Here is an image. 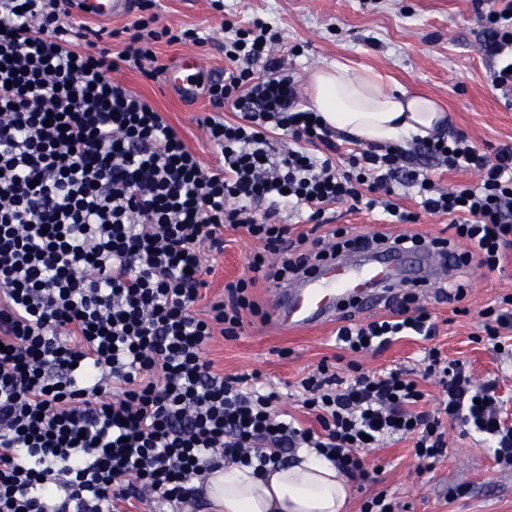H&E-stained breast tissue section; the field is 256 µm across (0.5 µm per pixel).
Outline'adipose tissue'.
I'll use <instances>...</instances> for the list:
<instances>
[{"label":"adipose tissue","instance_id":"ef3b65f1","mask_svg":"<svg viewBox=\"0 0 512 512\" xmlns=\"http://www.w3.org/2000/svg\"><path fill=\"white\" fill-rule=\"evenodd\" d=\"M310 98L327 125L365 145L432 136L445 114L429 98L386 89L380 74L336 63L313 72ZM350 482L314 450L255 471L230 461L205 487L203 512H345Z\"/></svg>","mask_w":512,"mask_h":512}]
</instances>
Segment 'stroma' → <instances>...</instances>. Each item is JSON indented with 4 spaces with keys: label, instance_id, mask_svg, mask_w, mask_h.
<instances>
[{
    "label": "stroma",
    "instance_id": "stroma-1",
    "mask_svg": "<svg viewBox=\"0 0 512 512\" xmlns=\"http://www.w3.org/2000/svg\"><path fill=\"white\" fill-rule=\"evenodd\" d=\"M159 5V25L195 28L206 38L202 44L158 43L161 65L189 52L198 57L204 78L216 77L225 67V20L266 17L274 25V55L288 64L300 87H307L315 68L336 61L359 72L370 69L390 85L436 99L447 114L444 134L463 133L490 157L512 149V93L502 94L491 85L496 60L484 48L486 35L473 0H224L220 9L211 0H159ZM113 78L162 112L204 165H216L202 127L204 117L213 112L208 101L183 105L161 78L126 67L114 71ZM399 204L419 218L413 224L387 225L389 235L450 236L447 217L421 211L408 196ZM224 238V252L216 256L209 278L211 297L246 275L247 258L255 248L239 231L226 230ZM456 276L469 285L461 304L436 302L431 288L419 295L438 326L432 341L407 337L355 360L368 371L417 370L431 345L447 358L466 361L476 380L497 379L498 392L512 411V358L473 339L481 311L500 295L512 293V249L494 272L471 267ZM339 354L332 330L290 332L257 318L245 323L236 339L216 337L210 351L224 373H260L279 391L282 408L295 414L300 411L299 381L323 361L345 369ZM364 456L377 470L376 481L352 489L347 512H361L363 501L380 492L398 503L399 512H512V469L496 464L480 436L463 433L457 424L448 426L445 457L427 473H418L408 439L366 449Z\"/></svg>",
    "mask_w": 512,
    "mask_h": 512
}]
</instances>
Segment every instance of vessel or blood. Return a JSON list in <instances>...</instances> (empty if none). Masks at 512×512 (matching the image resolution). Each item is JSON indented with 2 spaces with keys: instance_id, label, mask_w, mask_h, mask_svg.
Wrapping results in <instances>:
<instances>
[{
  "instance_id": "1",
  "label": "vessel or blood",
  "mask_w": 512,
  "mask_h": 512,
  "mask_svg": "<svg viewBox=\"0 0 512 512\" xmlns=\"http://www.w3.org/2000/svg\"><path fill=\"white\" fill-rule=\"evenodd\" d=\"M133 6L134 0H73L72 11L85 20L109 21L127 16ZM163 83L183 104L194 105L204 97L200 69L193 58L184 57L170 65ZM446 276V266H433L431 256L418 251L394 248L376 252L363 265L334 258L299 281L273 289L272 317L293 332L321 329L342 316L344 302L370 305L377 302L381 289Z\"/></svg>"
}]
</instances>
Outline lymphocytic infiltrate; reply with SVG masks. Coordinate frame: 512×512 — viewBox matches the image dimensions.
<instances>
[{
  "instance_id": "1",
  "label": "lymphocytic infiltrate",
  "mask_w": 512,
  "mask_h": 512,
  "mask_svg": "<svg viewBox=\"0 0 512 512\" xmlns=\"http://www.w3.org/2000/svg\"><path fill=\"white\" fill-rule=\"evenodd\" d=\"M157 0L123 27L125 58L96 43L106 28L73 23L69 0H0V512H122L150 501L202 506L199 481L232 460L263 470L288 453L315 449L352 481L370 475L361 448L404 438L419 471L448 447L447 422L484 437L497 464L512 467V424L494 381L477 382L460 360L424 351L423 375L327 363L304 377L302 426L280 408L260 374L221 375L207 353L232 338L244 315L263 317L252 290L280 285L344 249L426 245L451 270L500 266L512 245V150L495 159L463 134L371 146L339 167L341 147L298 83L271 55V25L256 17L224 23L222 79L209 103L231 106L229 123L206 117L218 153L208 168L161 112L115 82L119 66L155 62L153 42L204 43L193 29L154 31ZM487 49L495 88L512 91V0L491 5ZM263 71H256V64ZM289 143L276 149L273 137ZM478 171L472 185L442 188L428 170ZM413 190L425 212L445 215L451 239L339 227L291 235L282 211L323 226L336 203L379 212L392 224L416 214L394 200ZM259 247L248 277L227 283L205 313L196 305L224 252L225 229ZM471 251L460 253L456 241ZM389 314L336 330L341 349L380 351L408 336L432 339L437 325L414 292ZM496 353L512 351V295L482 310ZM447 394L423 409L420 378Z\"/></svg>"
}]
</instances>
